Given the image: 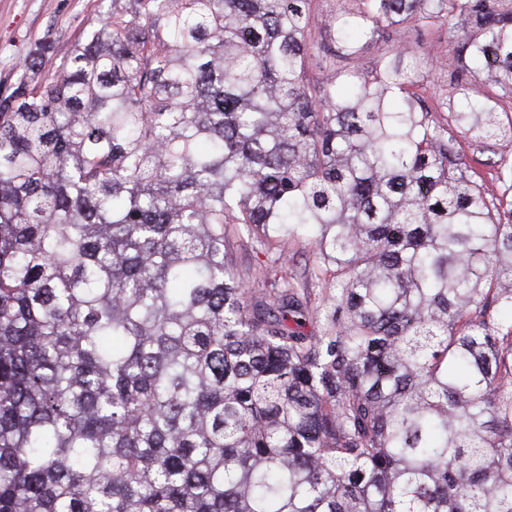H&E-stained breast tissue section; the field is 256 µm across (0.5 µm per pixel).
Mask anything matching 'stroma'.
<instances>
[{"mask_svg": "<svg viewBox=\"0 0 512 512\" xmlns=\"http://www.w3.org/2000/svg\"><path fill=\"white\" fill-rule=\"evenodd\" d=\"M112 0H0V88L15 80L18 65L29 55L42 53L43 73L54 74L56 55L77 40L85 29L105 17ZM447 24L428 29L390 33L377 47L358 62L362 70L375 66L379 53L391 50L394 42L405 39L419 48L424 62L417 69L418 92L428 112L439 120L446 119L440 104L454 93L452 57ZM456 141L470 166L483 177L492 193L501 194L502 204H512V191L501 192L496 180L501 158L512 160V143L480 149L463 134ZM274 248H267L255 237L239 232L236 225L226 228V251L237 280L252 292L261 291L267 267L285 266L288 278L307 300L305 333L317 332L323 316V304L336 284L335 270L313 273L312 244L308 237L278 226H271Z\"/></svg>", "mask_w": 512, "mask_h": 512, "instance_id": "stroma-1", "label": "stroma"}]
</instances>
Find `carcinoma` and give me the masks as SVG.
Here are the masks:
<instances>
[{
    "label": "carcinoma",
    "mask_w": 512,
    "mask_h": 512,
    "mask_svg": "<svg viewBox=\"0 0 512 512\" xmlns=\"http://www.w3.org/2000/svg\"><path fill=\"white\" fill-rule=\"evenodd\" d=\"M446 15L455 70L511 97L512 0H112L54 75L24 60L0 512H512V211L410 91L413 48L355 66ZM458 94L475 146L512 141ZM228 224L312 233L319 335L278 270L235 279Z\"/></svg>",
    "instance_id": "carcinoma-1"
}]
</instances>
